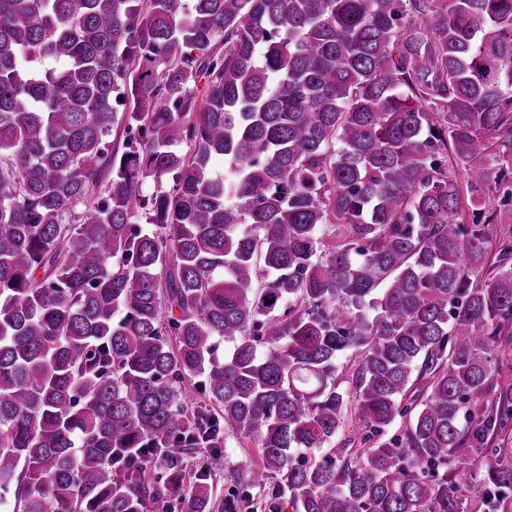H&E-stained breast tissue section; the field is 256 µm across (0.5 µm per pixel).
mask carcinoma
Here are the masks:
<instances>
[{
  "mask_svg": "<svg viewBox=\"0 0 512 512\" xmlns=\"http://www.w3.org/2000/svg\"><path fill=\"white\" fill-rule=\"evenodd\" d=\"M510 213L512 0H0V503L512 512ZM259 462V451L249 440L234 433L224 434V473L212 474L209 484L213 492L212 512H227L230 503H238L237 512H269L271 499L267 492L246 490L238 481L248 468Z\"/></svg>",
  "mask_w": 512,
  "mask_h": 512,
  "instance_id": "1",
  "label": "carcinoma"
}]
</instances>
